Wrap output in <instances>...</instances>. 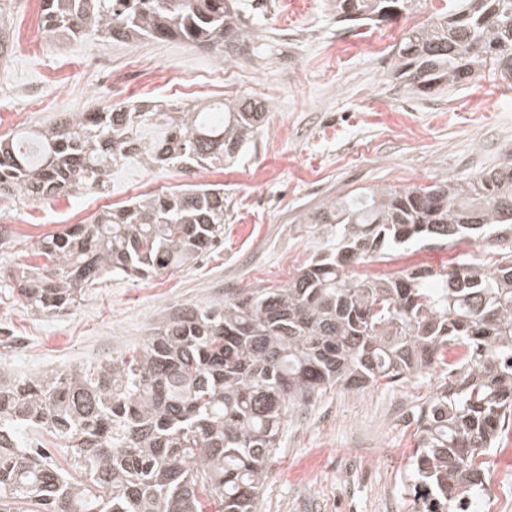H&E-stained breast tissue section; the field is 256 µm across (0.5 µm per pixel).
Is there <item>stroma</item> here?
Here are the masks:
<instances>
[{"label": "stroma", "instance_id": "35a3bbf8", "mask_svg": "<svg viewBox=\"0 0 512 512\" xmlns=\"http://www.w3.org/2000/svg\"><path fill=\"white\" fill-rule=\"evenodd\" d=\"M252 18L261 47L227 75L229 97L271 100L262 133L232 164L212 168L224 188V242L194 264L148 280L107 275L82 289L71 307L37 313L23 303L14 277L44 263L41 239L68 228L83 202L128 204L140 186L176 191L188 184L175 169L131 158L112 169L105 200L95 193L40 203L0 199V225L12 242L0 248V376L37 377L90 368L132 355L173 312L215 306L243 292L288 282L318 252L321 229L303 212L358 188L430 185L472 177L512 146V84L485 71L469 84L420 96L390 78L403 32L430 12L362 27L336 23L329 0H236ZM14 49L0 57V135L138 99L181 102L167 87L127 76L130 55L204 76L217 65L189 43H112L94 36L63 39L43 32L36 0L11 11ZM382 34L386 47L368 42ZM459 248L413 246L393 254L398 270L448 269ZM421 378L360 389L332 387L284 418L280 446L257 512H419L413 468L417 429L410 422L442 381Z\"/></svg>", "mask_w": 512, "mask_h": 512}]
</instances>
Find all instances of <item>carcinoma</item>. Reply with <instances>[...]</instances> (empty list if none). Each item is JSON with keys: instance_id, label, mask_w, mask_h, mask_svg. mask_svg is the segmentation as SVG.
Here are the masks:
<instances>
[{"instance_id": "obj_1", "label": "carcinoma", "mask_w": 512, "mask_h": 512, "mask_svg": "<svg viewBox=\"0 0 512 512\" xmlns=\"http://www.w3.org/2000/svg\"><path fill=\"white\" fill-rule=\"evenodd\" d=\"M422 0H334L336 22H387ZM0 0V56L12 51ZM60 37L180 39L228 63L258 52L232 0H42ZM391 78L426 95L484 69L512 81V0H446L408 28ZM271 105L106 106L0 136V194L38 202L103 188L130 155L186 171L235 159ZM328 233L285 285L174 313L130 359L0 381V512H256L289 409L326 389L421 377L449 381L412 415L422 512H457L486 483L484 458L512 423V243L490 263L350 278L344 268L411 244L502 242L512 234V150L470 178L344 196L302 215ZM224 237V189L191 185L107 209L46 237L21 271L30 309L59 311L107 274L145 279L196 262ZM459 358L448 362V351ZM69 442L70 480L19 429Z\"/></svg>"}]
</instances>
